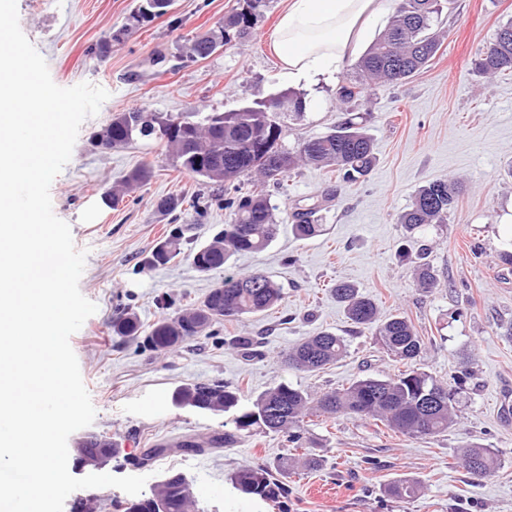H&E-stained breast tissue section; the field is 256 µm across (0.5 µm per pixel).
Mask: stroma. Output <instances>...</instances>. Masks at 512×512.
I'll list each match as a JSON object with an SVG mask.
<instances>
[{
  "label": "stroma",
  "mask_w": 512,
  "mask_h": 512,
  "mask_svg": "<svg viewBox=\"0 0 512 512\" xmlns=\"http://www.w3.org/2000/svg\"><path fill=\"white\" fill-rule=\"evenodd\" d=\"M137 2L17 0L20 28L54 83L88 82L109 93L98 114L82 123L71 159L50 187L54 214L87 254L80 291L97 306L70 338L96 416L69 437V446L87 433L111 437L121 453L105 473L144 476L152 484L183 474L198 512H250V500L229 497L232 473L282 459L288 462V506L273 502L267 512H512V265L501 259L512 251L505 224L512 215V74L488 79L472 65L512 20V0H455L440 19L442 47L420 74L378 85L349 103L328 89L303 119L285 118L289 148L345 118H359L373 138L374 166L352 186L337 183L326 168L295 169L284 188L270 191L278 220L271 244L232 254L209 272L198 270L191 255L231 219L230 210L210 204L216 186L179 171L158 140L105 153L93 136L114 114L135 108L174 116L226 111L287 90L269 47L285 0H267L245 38L205 59H183L188 40L222 22L237 0H174L170 14L94 55ZM142 163L152 167V178L126 190L118 208L105 206L102 192L120 188ZM440 179L460 187L447 223L401 224L414 192ZM172 194L201 197L209 209L200 214L185 206L160 216L156 201ZM321 198L320 232L300 238L295 213ZM173 227L180 232L179 257L152 264L153 251ZM422 263L431 267L434 287H420ZM255 271L282 290L281 302L261 315L213 325L169 351L144 348L141 337L112 330L130 314L146 326L177 316L225 276ZM339 281L372 299L379 318L404 316L422 336L417 366L457 391L448 430L410 438L374 421L311 416L298 448L272 432L231 448H207L231 416L175 405L172 396L182 385L221 380L250 401L284 381L317 395L401 370L373 330L347 319L332 293ZM324 330L346 339V354L317 372L288 368V350ZM247 339L252 349L242 348ZM185 436L205 444V451H172ZM160 445L168 453L140 465L145 450ZM472 445L495 450L494 473L475 478L467 472L463 455ZM309 453L319 455L318 468L304 465ZM404 478L420 481L414 497L385 494V486Z\"/></svg>",
  "instance_id": "35a3bbf8"
}]
</instances>
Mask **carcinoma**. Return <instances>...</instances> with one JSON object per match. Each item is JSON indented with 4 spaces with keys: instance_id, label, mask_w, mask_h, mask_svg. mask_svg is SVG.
<instances>
[{
    "instance_id": "1",
    "label": "carcinoma",
    "mask_w": 512,
    "mask_h": 512,
    "mask_svg": "<svg viewBox=\"0 0 512 512\" xmlns=\"http://www.w3.org/2000/svg\"><path fill=\"white\" fill-rule=\"evenodd\" d=\"M173 4L174 0H139L131 18L140 27L167 15ZM265 6L266 0H242L224 22L190 40L186 58L205 59L232 38L246 35ZM441 12L438 0H398L391 25L355 65L359 80L341 86L340 98L357 100L378 82L403 81L422 71L441 48L443 32L434 29ZM474 66L485 77L512 70V21L499 27L492 45L475 60ZM305 111L303 97L288 91L226 112H195L181 118L155 114L150 122L145 120L147 111L134 109L114 116L95 137L103 140L102 149L110 151L156 136L165 142L176 167L234 192L225 202V206L233 208L231 222L192 257L198 270L211 271L224 267L230 253L260 252L275 238L276 207L264 190L266 185L282 186L289 173L308 164L330 168L340 182L351 186L373 167V140L352 118L299 142L293 149L286 148L281 119L287 115L300 119ZM252 173L261 178V183L246 193L240 192L236 181ZM458 192V185L448 180L419 187L400 223L410 227L447 223ZM183 205L184 199L169 195L159 199L155 208L168 216ZM322 206L323 201L316 200L295 214L294 228L299 236L312 237L320 232L321 225L314 223V215ZM178 240L179 232L171 230L153 254V262L168 263L177 258ZM333 294L353 325L376 326V339L382 349L403 363L405 369L394 376L358 379L342 390L326 391L317 397L281 382L246 404L239 389L220 380L184 385L173 394L176 404L233 412V428L212 435L209 447L231 448L244 437L267 431L283 432L288 442L297 445L300 423L314 411L329 417L348 414L372 419L411 437L433 436L448 430L454 422V393L415 365L424 341L411 322L400 315L378 322L375 303L351 284L336 283ZM281 299V288L263 273L241 278L229 275L199 304L172 319L150 325L146 341L154 350L170 349L217 322L263 313ZM113 331L122 336H138L142 325L131 315L114 325ZM345 353L344 337L324 331L293 347L286 359L297 370L314 372ZM464 463L471 475L484 477L497 467L498 455L491 448L473 445L464 452ZM287 478L285 462L243 466L235 471L232 485L264 502H279L288 498ZM418 486L414 479H401L386 486L385 493L393 498H410ZM154 497L166 502V512H191L195 507L189 481L180 473H172L164 476L150 494L119 502L117 508L120 512H142L140 503Z\"/></svg>"
}]
</instances>
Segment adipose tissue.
<instances>
[{
    "label": "adipose tissue",
    "mask_w": 512,
    "mask_h": 512,
    "mask_svg": "<svg viewBox=\"0 0 512 512\" xmlns=\"http://www.w3.org/2000/svg\"><path fill=\"white\" fill-rule=\"evenodd\" d=\"M394 0H287L272 41L281 73L306 99L335 87L392 11Z\"/></svg>",
    "instance_id": "obj_1"
}]
</instances>
